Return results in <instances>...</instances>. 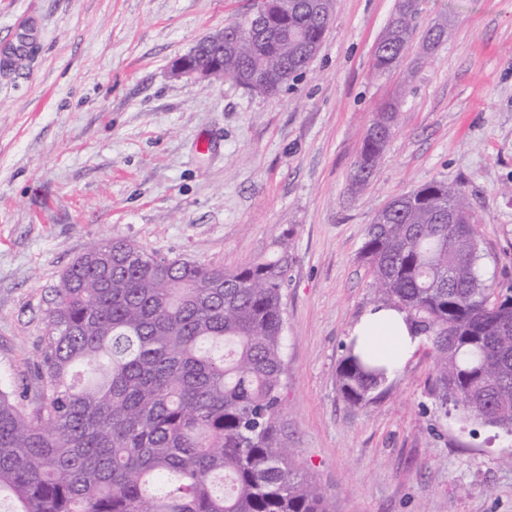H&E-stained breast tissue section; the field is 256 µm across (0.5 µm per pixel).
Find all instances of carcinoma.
I'll list each match as a JSON object with an SVG mask.
<instances>
[{
  "instance_id": "cac0c4a2",
  "label": "carcinoma",
  "mask_w": 512,
  "mask_h": 512,
  "mask_svg": "<svg viewBox=\"0 0 512 512\" xmlns=\"http://www.w3.org/2000/svg\"><path fill=\"white\" fill-rule=\"evenodd\" d=\"M288 0V33L238 45L224 26V74L309 63L326 17ZM411 26L388 24L375 58L395 69ZM440 24L423 47L448 37ZM375 113L356 179L371 177L394 127ZM459 223L441 219L448 206ZM360 258L376 303L405 310L434 361L428 394L464 419L512 433V287L498 294L465 191L434 180L393 200L367 227ZM288 233L265 258L224 270L149 254L124 239L88 248L63 272L41 347L36 405L0 387V496L12 512H335L294 460L283 432V288ZM385 372L347 354L337 369L350 405L381 392Z\"/></svg>"
}]
</instances>
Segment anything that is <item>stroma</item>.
I'll list each match as a JSON object with an SVG mask.
<instances>
[{
  "mask_svg": "<svg viewBox=\"0 0 512 512\" xmlns=\"http://www.w3.org/2000/svg\"><path fill=\"white\" fill-rule=\"evenodd\" d=\"M398 0H334L324 43L274 97L173 75L252 0H0V386L35 391L62 272L94 242L234 270L290 231L283 426L336 512H512V434L443 413L417 349L363 406L345 338L376 296L374 213L433 180L469 196L494 289L512 287V0H417L399 65L374 76ZM450 35L424 51L427 29ZM396 125L365 186L373 113Z\"/></svg>",
  "mask_w": 512,
  "mask_h": 512,
  "instance_id": "stroma-1",
  "label": "stroma"
}]
</instances>
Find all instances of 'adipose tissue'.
<instances>
[{
	"instance_id": "obj_1",
	"label": "adipose tissue",
	"mask_w": 512,
	"mask_h": 512,
	"mask_svg": "<svg viewBox=\"0 0 512 512\" xmlns=\"http://www.w3.org/2000/svg\"><path fill=\"white\" fill-rule=\"evenodd\" d=\"M420 341L405 311L379 305L368 308L346 338L363 359L386 366L392 376L401 371Z\"/></svg>"
}]
</instances>
